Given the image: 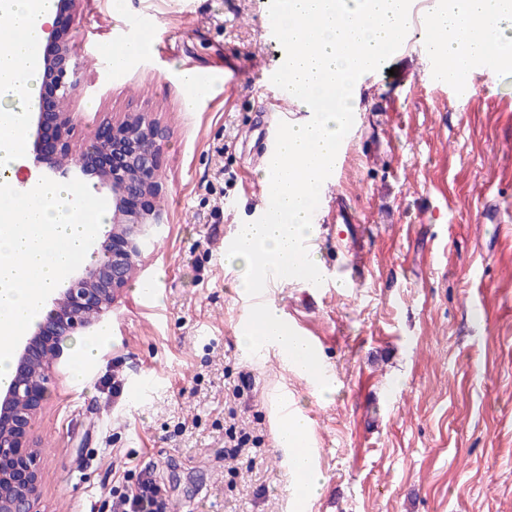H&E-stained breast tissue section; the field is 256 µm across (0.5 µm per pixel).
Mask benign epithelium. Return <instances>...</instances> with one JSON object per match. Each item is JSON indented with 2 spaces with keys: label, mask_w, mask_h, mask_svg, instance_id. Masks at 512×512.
Listing matches in <instances>:
<instances>
[{
  "label": "benign epithelium",
  "mask_w": 512,
  "mask_h": 512,
  "mask_svg": "<svg viewBox=\"0 0 512 512\" xmlns=\"http://www.w3.org/2000/svg\"><path fill=\"white\" fill-rule=\"evenodd\" d=\"M40 65L43 84L53 89L30 110L34 164L45 180L76 184L97 178L94 188L112 198V213L90 261L54 290L51 307L13 361L8 386L0 389V512H34L41 472L31 425L47 394L51 372L67 369L64 339L77 329L92 331L127 288L133 264L141 260L163 224L154 203L163 129L147 112L126 113L101 121L89 144L72 153L75 113L69 108L78 92L71 33L55 20L45 29Z\"/></svg>",
  "instance_id": "1"
}]
</instances>
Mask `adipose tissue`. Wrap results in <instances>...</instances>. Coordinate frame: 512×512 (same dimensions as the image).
I'll return each mask as SVG.
<instances>
[{"label": "adipose tissue", "mask_w": 512, "mask_h": 512, "mask_svg": "<svg viewBox=\"0 0 512 512\" xmlns=\"http://www.w3.org/2000/svg\"><path fill=\"white\" fill-rule=\"evenodd\" d=\"M54 0H0V386L12 376V338L32 329L44 304L80 262L107 219L99 213L86 221L81 204L85 190L34 178L19 186L15 177L27 152L25 105L38 97L42 76L39 55L43 25L50 20ZM433 29L455 28L457 38L446 45L445 71L456 80L478 57L502 55L512 46V0H448L431 20ZM484 31V40L471 42L470 27ZM247 350L275 347L288 354L291 368L313 380L320 361L300 337L281 321L274 302L265 303L258 317L239 338ZM310 437L307 419L282 413L278 444L288 451L296 494L316 496L324 483L319 468L304 452Z\"/></svg>", "instance_id": "1"}]
</instances>
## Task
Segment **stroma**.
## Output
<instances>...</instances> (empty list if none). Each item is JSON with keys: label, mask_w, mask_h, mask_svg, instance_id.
<instances>
[{"label": "stroma", "mask_w": 512, "mask_h": 512, "mask_svg": "<svg viewBox=\"0 0 512 512\" xmlns=\"http://www.w3.org/2000/svg\"><path fill=\"white\" fill-rule=\"evenodd\" d=\"M269 0H79L83 88L73 148L103 118L148 112L164 131L157 181L166 226L102 322L83 381L52 375L32 426L43 474L35 512H115L153 467L180 512H292L274 395L287 387L324 450L309 512H512V65L480 58L463 104L430 82L417 48L360 79L342 193L367 254L363 279L329 294L268 288L325 342L336 391L318 397L274 351L239 342L249 303L225 261L235 227L261 216L275 90H224V68L278 64ZM151 27L155 46L108 70ZM211 79L185 103L183 68ZM246 375L240 395L225 378ZM263 453L224 454L229 425Z\"/></svg>", "instance_id": "1"}]
</instances>
